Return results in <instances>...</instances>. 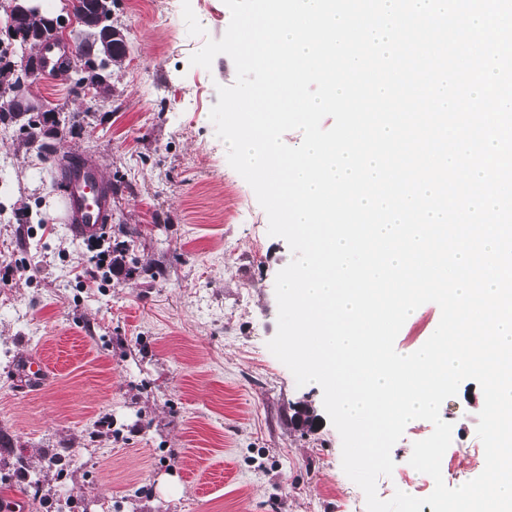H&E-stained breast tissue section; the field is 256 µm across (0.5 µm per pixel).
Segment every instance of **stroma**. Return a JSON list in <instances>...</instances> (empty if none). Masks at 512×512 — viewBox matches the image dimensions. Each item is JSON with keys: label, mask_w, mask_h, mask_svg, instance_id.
Wrapping results in <instances>:
<instances>
[{"label": "stroma", "mask_w": 512, "mask_h": 512, "mask_svg": "<svg viewBox=\"0 0 512 512\" xmlns=\"http://www.w3.org/2000/svg\"><path fill=\"white\" fill-rule=\"evenodd\" d=\"M230 18L223 0H117L128 54L111 97L86 114L62 78L36 81L83 125L58 156L95 159L119 186L99 241L77 239L60 215L55 158L19 149L0 124V512H366L331 422L293 421L300 402L323 413L321 387L297 386L267 347L275 277L292 253L269 236L210 119L218 86L236 79L232 59L190 63ZM120 241L122 269L95 268ZM27 261L38 274L16 276ZM440 317L418 307L396 351L418 350ZM33 353L50 364L38 388L18 375ZM481 395L466 380L440 408L458 452L448 487L484 469ZM432 431L408 423L380 499L432 493L409 463Z\"/></svg>", "instance_id": "stroma-1"}]
</instances>
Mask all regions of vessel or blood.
I'll list each match as a JSON object with an SVG mask.
<instances>
[{"label":"vessel or blood","instance_id":"obj_1","mask_svg":"<svg viewBox=\"0 0 512 512\" xmlns=\"http://www.w3.org/2000/svg\"><path fill=\"white\" fill-rule=\"evenodd\" d=\"M71 53L66 43H50L43 53L46 72L59 73L61 64ZM59 181L63 190L62 208L70 229L78 238H97L112 220V188L103 179L97 162L80 154L72 155L60 169Z\"/></svg>","mask_w":512,"mask_h":512}]
</instances>
